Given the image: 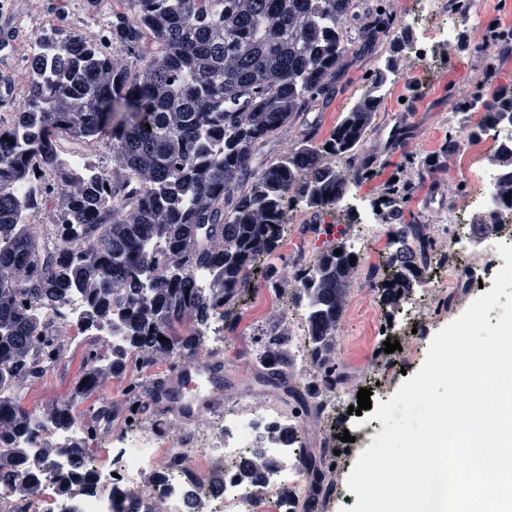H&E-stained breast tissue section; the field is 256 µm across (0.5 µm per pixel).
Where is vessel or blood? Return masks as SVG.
I'll return each instance as SVG.
<instances>
[{
	"mask_svg": "<svg viewBox=\"0 0 512 512\" xmlns=\"http://www.w3.org/2000/svg\"><path fill=\"white\" fill-rule=\"evenodd\" d=\"M21 0H0V73L14 66L15 52L22 36ZM224 394V357L213 354L191 357L178 365L153 387L150 405L166 411L186 424L215 413Z\"/></svg>",
	"mask_w": 512,
	"mask_h": 512,
	"instance_id": "vessel-or-blood-1",
	"label": "vessel or blood"
}]
</instances>
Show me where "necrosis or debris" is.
Wrapping results in <instances>:
<instances>
[{
	"mask_svg": "<svg viewBox=\"0 0 512 512\" xmlns=\"http://www.w3.org/2000/svg\"><path fill=\"white\" fill-rule=\"evenodd\" d=\"M49 12L48 0H28L34 34L18 52L15 76L20 82L29 80L32 60L49 63L67 51L70 33L96 40L105 30L77 11L60 21ZM509 144L512 124L505 122L488 135H466L454 155V169H487L491 177L465 201L453 202L442 212L434 230L452 231L448 247L418 261L422 276L444 271L449 292L477 288L505 264L496 246L512 245V224L498 214L496 198L512 188V166L494 162L493 151ZM63 170L75 177L102 175L96 143L88 142L78 153L59 151L54 163L40 166L37 174L0 185V195L18 203L22 223L41 228L43 212L31 202L57 183ZM462 223L470 234L455 238ZM463 250L473 253L474 261L460 264ZM89 311L85 293L73 290L58 310H40L36 317L52 324L62 342L87 334L119 341L121 332L111 322L86 328ZM206 430L203 447L194 430H182L174 438L159 429L131 432L113 440L111 457L98 461L77 446L82 439L79 422L50 428L0 452L14 458L23 471L22 477L0 482V512H296L304 462L292 449L293 432L274 408L251 402L243 413L209 423ZM253 451L264 465L241 478L239 472Z\"/></svg>",
	"mask_w": 512,
	"mask_h": 512,
	"instance_id": "obj_1",
	"label": "necrosis or debris"
}]
</instances>
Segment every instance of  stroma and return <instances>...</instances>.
Segmentation results:
<instances>
[{
	"label": "stroma",
	"mask_w": 512,
	"mask_h": 512,
	"mask_svg": "<svg viewBox=\"0 0 512 512\" xmlns=\"http://www.w3.org/2000/svg\"><path fill=\"white\" fill-rule=\"evenodd\" d=\"M387 39H378L366 54H347L336 74L338 92L328 104H315L308 118L314 122L316 141H324L348 112L367 77L375 71L380 57L386 56ZM512 85V54L485 51L469 29H460L455 44L436 52L433 58L415 63L404 79L395 84L389 101L379 112L371 130L362 143L361 159L371 162L373 176L365 187L372 196L381 192L392 181L412 184L413 194L403 206L401 223H424L428 214L447 205L449 199L466 195L472 177L467 173L449 176V159H442L428 170L419 169L424 158L437 154L449 134L465 132L471 110L461 105L464 93L480 89L483 97H490L495 84ZM288 224L300 225L311 236V251L319 253L327 245L340 239L355 237L360 224L346 221L344 211L328 207L313 212L301 210L287 215ZM400 223V224H401ZM300 265L291 262L284 248L264 257L255 271L249 272L251 290L238 305V313L248 320L236 338L219 335L206 337V345L224 356V406L231 409L251 401L284 405L294 411L295 403L285 402L287 392L304 391L307 399L316 395L315 378L301 373L298 364H291L288 377L280 385L270 386L263 380L266 371L256 353L262 350L265 333L278 319L276 307L281 304L282 289L292 288ZM429 286H414L411 298L415 305L429 311L431 322L425 334L412 337L411 322L406 308L399 302L387 299L383 288L350 287L343 306L342 317L336 332V371L343 378L354 381L357 387L370 390L371 402L388 401L405 376L414 375L423 364L427 348L438 330L459 316L471 303L462 298L455 303L436 299L437 291L447 289L448 279L442 271H434ZM412 345L413 352L404 365H397V353H385L386 339ZM91 339L78 337L67 346L60 363L42 377L32 380L19 392L21 406L36 416H43L44 403L53 393L68 394V402L75 419L83 426L85 449L98 459L107 458L112 441L131 429L128 420L129 406L124 394L114 393L115 377H105L98 389L84 398L73 395L75 384L85 367V351ZM372 361L377 369L363 372L365 361ZM301 454L314 453L325 434L337 438V453L329 464L339 481H346L359 453L369 447L374 436L383 429L380 420L359 423L357 415L339 410L333 422L322 423L307 416L298 420ZM350 434V441H343V434Z\"/></svg>",
	"instance_id": "stroma-1"
}]
</instances>
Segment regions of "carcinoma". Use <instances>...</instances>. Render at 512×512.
Here are the masks:
<instances>
[{
  "mask_svg": "<svg viewBox=\"0 0 512 512\" xmlns=\"http://www.w3.org/2000/svg\"><path fill=\"white\" fill-rule=\"evenodd\" d=\"M363 0H117L112 5L108 45H90L72 36L68 53L54 60L57 81L34 77L17 86L23 111L0 125V182L30 170L28 159L8 140L26 129L32 153L47 163L68 143L85 142L110 132L115 163L105 177L81 190H68L70 175L60 172L56 185L40 198L66 195V214L39 232L15 223L17 206L0 196V269L20 267L18 282L0 279V448L40 431L38 417L16 401L13 377H40L63 354V344L39 326L36 305L54 309L67 292L85 289L90 319L113 316L124 328V345L112 350V375L129 377L126 399L141 419L144 385L133 376L143 353L194 350L193 333L178 336L173 324L187 318L203 325L217 306L224 317L245 296L248 269L279 246L289 200L323 209L342 190L336 163L355 181L368 179L358 147L374 118V104L361 100L321 146L308 124L310 103L336 93V70L349 46L359 48L390 38L389 56L404 47L407 33L387 12H366ZM356 21V37L339 27ZM479 92L464 97L471 107ZM483 101V100H481ZM483 127L512 114V87L483 101ZM299 124L301 136L284 159H264L261 148L284 129ZM224 138V152L210 154L206 140ZM331 149H326V146ZM413 187L392 184L379 200L388 220L402 212ZM164 236L167 249L158 259L146 239ZM78 248L62 251L57 241ZM396 270L389 291L396 297L418 280L416 256L431 243L419 224L395 233ZM342 254L337 255L335 251ZM352 252L340 244L323 250L301 277L308 301L309 335L320 371L335 375V327L342 315ZM160 269L151 288L142 278L148 267ZM197 269L216 274L217 292L193 287ZM169 342L159 341V337ZM102 345L86 350L87 369L77 393L98 385ZM263 362L281 380L291 362L288 342L277 332L265 339ZM316 490L302 512H319L322 474L309 466Z\"/></svg>",
  "mask_w": 512,
  "mask_h": 512,
  "instance_id": "cac0c4a2",
  "label": "carcinoma"
}]
</instances>
